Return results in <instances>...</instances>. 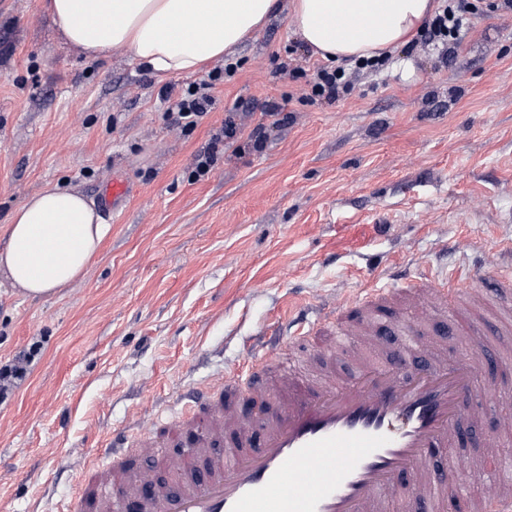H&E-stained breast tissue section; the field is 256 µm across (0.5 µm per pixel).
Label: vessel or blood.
<instances>
[{"mask_svg": "<svg viewBox=\"0 0 512 512\" xmlns=\"http://www.w3.org/2000/svg\"><path fill=\"white\" fill-rule=\"evenodd\" d=\"M490 269L512 309V240L497 248ZM474 271L414 272L371 277L331 304L304 305L277 317L246 346V360L216 383L190 393L173 390L151 426L134 423L97 448V463L75 469L68 512H392L409 508L450 512H512V413L480 442L487 493L472 500L466 482L431 467L435 448L458 446L470 424L467 404L481 382L485 355L478 329L470 345L423 342L418 330L432 315L458 318L482 304ZM398 338L393 354L363 360L345 379H309L291 354L296 344L326 333L336 355L348 343L375 341L381 327ZM428 352L422 370L409 360ZM172 445L176 455L160 457ZM145 458L142 466L133 457ZM177 476L171 490L158 469Z\"/></svg>", "mask_w": 512, "mask_h": 512, "instance_id": "b4317fda", "label": "vessel or blood"}]
</instances>
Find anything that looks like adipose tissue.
Instances as JSON below:
<instances>
[{"label":"adipose tissue","mask_w":512,"mask_h":512,"mask_svg":"<svg viewBox=\"0 0 512 512\" xmlns=\"http://www.w3.org/2000/svg\"><path fill=\"white\" fill-rule=\"evenodd\" d=\"M278 0H46L58 33L87 57L127 56L159 76L189 75L260 30ZM433 0H292L289 25L328 62L391 55L418 33ZM0 271L28 298L82 278L107 228L78 192L45 188L18 205Z\"/></svg>","instance_id":"adipose-tissue-1"}]
</instances>
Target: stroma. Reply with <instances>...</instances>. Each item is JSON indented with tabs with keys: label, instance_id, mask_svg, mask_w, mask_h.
<instances>
[{
	"label": "stroma",
	"instance_id": "1",
	"mask_svg": "<svg viewBox=\"0 0 512 512\" xmlns=\"http://www.w3.org/2000/svg\"><path fill=\"white\" fill-rule=\"evenodd\" d=\"M45 0H0V249L11 212L49 185L89 203L113 178L129 187L86 275L31 299L0 274V364L39 344L29 376L0 405V512H57L73 464L133 409L160 404L245 359L275 315L333 299L383 267L494 264L512 239V13L477 15L451 55L408 44L391 67L337 101L306 99L321 60L288 24L290 0L233 52L235 72L186 130L165 118L158 79L126 56L87 58L56 32ZM228 123L236 139L215 143ZM262 126V146L249 134ZM217 146L210 173L200 153ZM473 249L444 253L460 237ZM477 308L489 356L507 369L466 441L432 466L466 464L512 406V318L483 280Z\"/></svg>",
	"mask_w": 512,
	"mask_h": 512
}]
</instances>
